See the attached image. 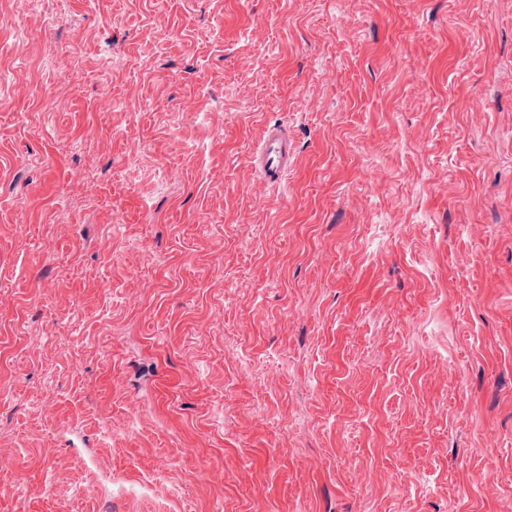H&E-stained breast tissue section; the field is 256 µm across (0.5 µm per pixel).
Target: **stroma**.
<instances>
[{
    "instance_id": "obj_1",
    "label": "stroma",
    "mask_w": 512,
    "mask_h": 512,
    "mask_svg": "<svg viewBox=\"0 0 512 512\" xmlns=\"http://www.w3.org/2000/svg\"><path fill=\"white\" fill-rule=\"evenodd\" d=\"M1 16L0 512L512 504V0ZM257 171L272 183L280 182L288 170V141L272 129L256 150Z\"/></svg>"
}]
</instances>
